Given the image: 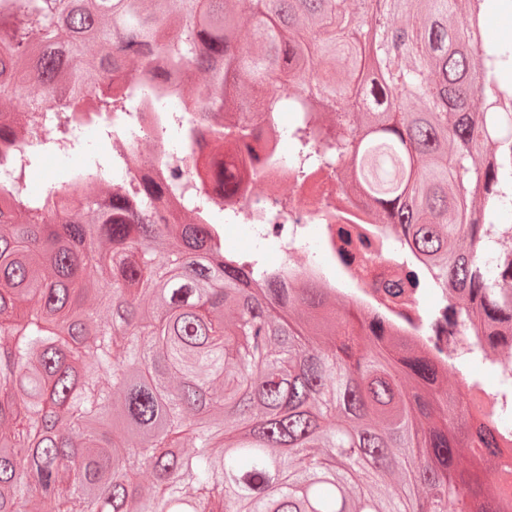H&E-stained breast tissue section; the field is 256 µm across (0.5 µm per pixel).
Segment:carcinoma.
Returning a JSON list of instances; mask_svg holds the SVG:
<instances>
[{
	"instance_id": "cac0c4a2",
	"label": "carcinoma",
	"mask_w": 512,
	"mask_h": 512,
	"mask_svg": "<svg viewBox=\"0 0 512 512\" xmlns=\"http://www.w3.org/2000/svg\"><path fill=\"white\" fill-rule=\"evenodd\" d=\"M483 0H0V138L33 163L128 85L179 86L224 168L259 160L264 102L296 175L340 168L512 360V111ZM123 165L109 154L85 166ZM0 187V512H512V413L314 285L259 283L150 175ZM459 448L495 477L455 465Z\"/></svg>"
}]
</instances>
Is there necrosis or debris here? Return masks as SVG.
<instances>
[{
  "label": "necrosis or debris",
  "mask_w": 512,
  "mask_h": 512,
  "mask_svg": "<svg viewBox=\"0 0 512 512\" xmlns=\"http://www.w3.org/2000/svg\"><path fill=\"white\" fill-rule=\"evenodd\" d=\"M177 94V87L165 86L148 97L133 95L132 106L142 121L129 135L122 129L123 118L113 117L111 142L129 159L121 179L152 173L168 185L177 211H199L208 187L189 175L188 165L205 156L211 142L196 139L189 113L161 108V101ZM274 100L277 111L262 118V133L272 139L273 148L260 163L248 166L237 193L224 200L225 223L246 225L254 255L264 254L269 245L281 254L280 262L262 264L265 277L281 288L316 281L436 359L475 344L476 329L463 326L459 307L446 299L433 275L421 270L393 227L377 223L364 197L344 194L340 181L319 168L300 179L288 174L281 164V115L291 113L297 124L310 115L295 111L291 95L278 94ZM176 124L186 141L180 154L172 153L167 141ZM256 180L267 185L265 194L253 193ZM283 191L288 204L279 208L274 199Z\"/></svg>",
  "instance_id": "1"
}]
</instances>
